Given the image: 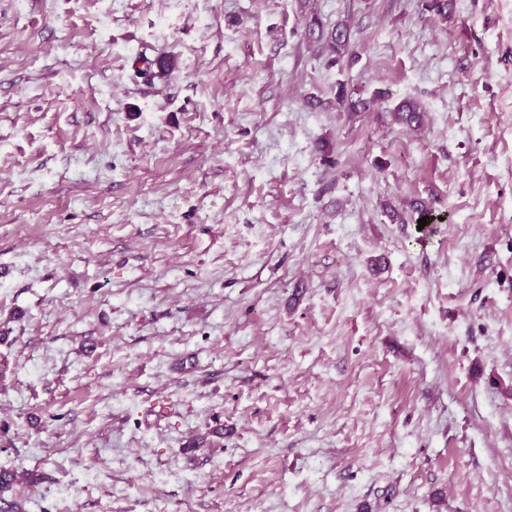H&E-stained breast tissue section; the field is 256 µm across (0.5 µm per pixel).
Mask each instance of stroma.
Here are the masks:
<instances>
[{
	"label": "stroma",
	"mask_w": 512,
	"mask_h": 512,
	"mask_svg": "<svg viewBox=\"0 0 512 512\" xmlns=\"http://www.w3.org/2000/svg\"><path fill=\"white\" fill-rule=\"evenodd\" d=\"M316 5L0 0L25 512H512V0ZM302 14L305 18L304 34L308 41L321 45L331 57L333 63H338L349 52L350 26L339 21L328 25L315 7L314 0H300Z\"/></svg>",
	"instance_id": "1"
}]
</instances>
